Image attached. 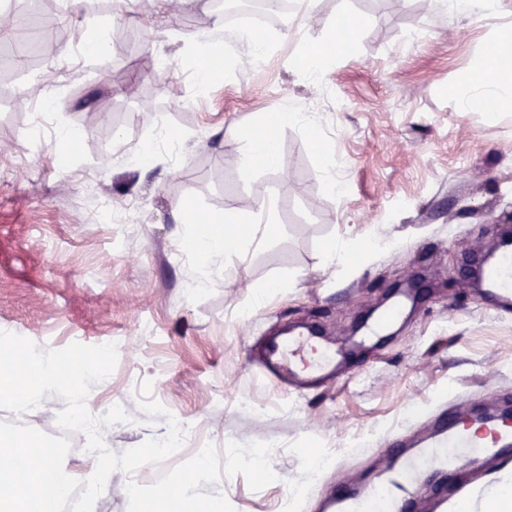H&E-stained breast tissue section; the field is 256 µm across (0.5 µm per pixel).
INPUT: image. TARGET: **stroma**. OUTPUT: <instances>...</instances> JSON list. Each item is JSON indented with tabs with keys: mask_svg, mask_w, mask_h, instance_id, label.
Instances as JSON below:
<instances>
[{
	"mask_svg": "<svg viewBox=\"0 0 512 512\" xmlns=\"http://www.w3.org/2000/svg\"><path fill=\"white\" fill-rule=\"evenodd\" d=\"M185 17L159 15L150 0H0L13 15L0 35V330L40 349L120 341L113 373L93 385L91 412L121 407L129 423L102 431L120 454L166 431L145 414L138 387L152 381L167 414L196 433L161 464L117 470L90 512H141L165 486L193 480L184 512L219 498L222 512H312L328 484L379 466L380 444L411 440L446 408L459 414L512 397V308L470 288L463 271L512 228V104L460 110L455 91L494 42L512 34V0L476 18L429 0H316L264 31L273 50L249 64L239 22L212 0H192ZM351 21L354 49L338 54L322 85L290 59L322 46L337 19ZM102 34L106 57L86 41ZM218 36L224 63L204 97L191 90L199 43ZM164 58L157 73L142 61ZM54 71L57 110L33 131L39 78ZM311 114L288 126L279 162L241 173L243 136L273 108ZM186 150L156 145L159 124ZM80 144L61 148L59 133ZM333 153L343 191L322 178ZM96 177L97 194L83 182ZM134 201L129 222H94L100 199ZM269 211H260L262 201ZM189 216L179 215L178 203ZM252 218L211 267V283L188 294L197 255L185 240L206 235V219ZM380 238L382 248L329 261L334 241ZM397 281L419 283V303L393 336L358 353L355 366L295 391L261 372L268 337L313 325L329 342L349 339L362 314ZM254 409L240 406L242 398ZM64 401L43 398L11 415L33 446L57 440L58 462L83 471L85 438L58 436ZM325 465H318V457ZM512 482V460L488 461L438 504L413 512H486V499Z\"/></svg>",
	"mask_w": 512,
	"mask_h": 512,
	"instance_id": "obj_1",
	"label": "stroma"
}]
</instances>
